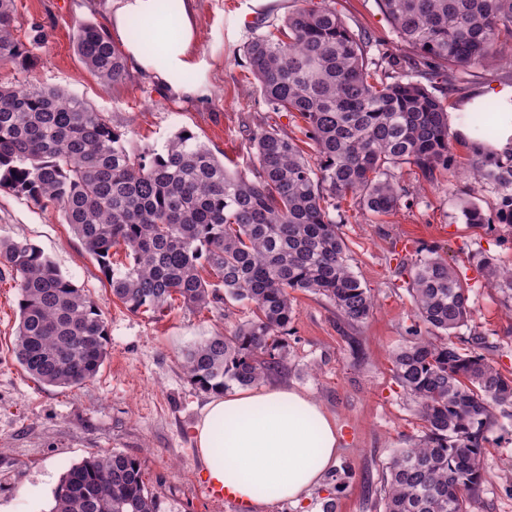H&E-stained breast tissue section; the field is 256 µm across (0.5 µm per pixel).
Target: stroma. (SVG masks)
Returning a JSON list of instances; mask_svg holds the SVG:
<instances>
[{"label": "stroma", "mask_w": 512, "mask_h": 512, "mask_svg": "<svg viewBox=\"0 0 512 512\" xmlns=\"http://www.w3.org/2000/svg\"><path fill=\"white\" fill-rule=\"evenodd\" d=\"M195 60L197 89L183 94L130 71L117 85L102 83L77 55L73 37L91 22L107 28L106 0H15L19 23L40 21L48 34L33 68L0 63V83L53 88L83 98L113 120L138 149L163 151L176 132L188 130L223 158L230 171L253 163L248 130L260 122L295 130L286 112L269 109L250 72L242 44L246 17L281 22L298 0H198ZM338 13L372 41L371 56L400 43L376 0H335ZM512 100V48L467 67L444 101L467 114L486 100ZM401 181L416 188L412 204L390 217L364 216L352 201L341 204L348 263L374 296L371 316L349 325L334 304L312 292H294L295 315L283 332L290 370L284 385L302 390L336 420L341 444L333 471L300 501H280L265 512H322L335 498L337 512H381L386 466L422 424L398 386L392 355L415 326L407 266L432 248L457 267L470 289L474 318L453 335L460 348L479 349L512 375V298L485 285L469 257L483 253L501 269L512 268V235L500 226L472 228L460 214L463 201H493L466 174L449 183L420 185L409 168ZM0 239L37 246L95 301L108 327V357L99 373L73 388L43 386L16 363L12 345L19 323L15 277L0 266V512H50L53 491L73 464L120 452L139 459L162 512H248L243 502L210 500L194 426L209 395L193 385L180 361L183 351L216 332L232 333L251 316L231 303L194 311L175 305L162 318L133 312L113 299L96 260L57 208L0 191ZM487 479L469 512H512V407L497 410L486 434Z\"/></svg>", "instance_id": "1"}]
</instances>
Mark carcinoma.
Listing matches in <instances>:
<instances>
[{
	"mask_svg": "<svg viewBox=\"0 0 512 512\" xmlns=\"http://www.w3.org/2000/svg\"><path fill=\"white\" fill-rule=\"evenodd\" d=\"M411 54L369 57L329 0H305L279 24L254 32L242 52L274 112H295L300 139L267 123L250 131L256 164L231 173L192 133L164 152L138 151L86 102L57 89L0 85V190L54 204L96 260L112 296L129 310L162 312L173 301L195 310L230 302L253 316L231 335L186 349L190 382L206 392L250 387L286 371L281 333L294 314L291 292L331 301L351 325L373 312L374 296L347 263L348 246L330 215L350 198L374 216L395 213L413 195L395 170L414 168L433 184L451 170L496 193L491 207L512 230V146L490 157L477 146L457 154L437 82L495 57L512 41V0H376ZM47 34L17 25L14 0H0V62L26 67ZM77 53L105 84L128 78L125 56L95 24L81 25ZM506 106L473 117L488 139ZM464 223H489L466 203ZM124 245L128 263L114 264ZM490 285L492 259L475 254ZM0 263L17 280L20 318L12 354L48 386L78 387L107 357L99 308L28 242L0 240ZM419 325L392 355L394 378L416 404L422 435L387 466L383 512H469L485 479L483 443L495 411L512 405V377L449 336L472 320L468 288L435 251L410 269ZM51 512H160L139 459L93 456L71 466Z\"/></svg>",
	"mask_w": 512,
	"mask_h": 512,
	"instance_id": "1",
	"label": "carcinoma"
}]
</instances>
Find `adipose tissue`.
Returning a JSON list of instances; mask_svg holds the SVG:
<instances>
[{"label": "adipose tissue", "instance_id": "obj_1", "mask_svg": "<svg viewBox=\"0 0 512 512\" xmlns=\"http://www.w3.org/2000/svg\"><path fill=\"white\" fill-rule=\"evenodd\" d=\"M108 22L125 56L171 88L193 92L192 45L197 0H107ZM142 23L139 37L128 35ZM195 442L211 482L229 488L249 509L298 500L318 486L337 460L335 420L311 397L273 386L210 398L195 425Z\"/></svg>", "mask_w": 512, "mask_h": 512}]
</instances>
